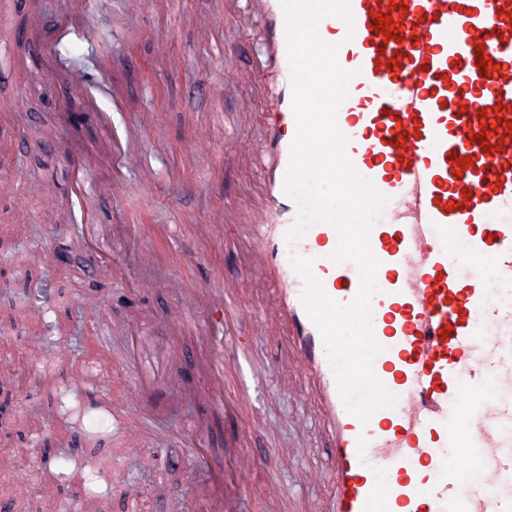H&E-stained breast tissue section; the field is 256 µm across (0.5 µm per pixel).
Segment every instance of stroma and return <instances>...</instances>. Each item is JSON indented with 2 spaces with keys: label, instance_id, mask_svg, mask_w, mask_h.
Listing matches in <instances>:
<instances>
[{
  "label": "stroma",
  "instance_id": "obj_1",
  "mask_svg": "<svg viewBox=\"0 0 512 512\" xmlns=\"http://www.w3.org/2000/svg\"><path fill=\"white\" fill-rule=\"evenodd\" d=\"M39 13L41 29H21L7 65L0 66V135L13 142L0 153V238L20 248H56L68 240L63 217L70 202L97 212L103 224L95 237L107 240L108 261L88 252L66 253L54 270L31 267L32 283L45 284L59 301L54 310L33 314L13 348L24 354V378L11 396L0 394V412L21 430L0 437V454L18 464L0 478V502L25 498L30 512L44 501L82 499L85 488L65 480L46 483L29 461L33 438L50 450L111 463L106 512H195L224 470V422L198 427L200 403H185L157 421L143 410L131 360L141 354L161 369L167 405L172 389L203 390L193 369L195 325L201 318L188 304L196 289L236 278L237 290L224 313V328L244 336L246 363L226 365L225 390L247 417L242 429L254 456L245 467L249 512H307L333 492L331 435L313 408V389L304 373L284 378L275 365L276 339L261 324L269 283L258 280L234 254L200 252V235L211 221L215 195L225 205H256L257 169L241 162L259 140L258 128L238 116L246 88L237 84L263 51L262 21L247 0H97L95 36L69 46L70 68L98 81L89 97L116 117L120 137L133 158L120 185L108 164L85 166L88 190L74 198L68 161L100 152L105 144L94 117L78 99L49 86L39 42L53 39L63 18L58 0H21ZM236 46L232 57L216 44ZM145 226V237L113 241L112 208ZM97 312L86 332L94 344L68 364L66 339L53 349L43 341L45 323L64 321L70 305ZM57 388L37 390L35 374L52 358ZM262 369L252 376L247 363ZM76 407L67 430L48 423L39 436L24 431L28 413L52 406ZM167 429L203 441L211 467L192 470L174 445L157 447L151 437Z\"/></svg>",
  "mask_w": 512,
  "mask_h": 512
}]
</instances>
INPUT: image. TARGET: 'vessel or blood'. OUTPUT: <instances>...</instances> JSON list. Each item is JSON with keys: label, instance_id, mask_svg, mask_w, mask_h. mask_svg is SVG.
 <instances>
[{"label": "vessel or blood", "instance_id": "obj_1", "mask_svg": "<svg viewBox=\"0 0 512 512\" xmlns=\"http://www.w3.org/2000/svg\"><path fill=\"white\" fill-rule=\"evenodd\" d=\"M95 3L69 0L68 30L89 35ZM251 4L265 19L266 54L249 80L257 93L276 90L261 114L263 212L252 225L251 267L274 280L266 321L290 325L283 354L317 381L334 431L331 512H512V0H349L351 22L328 17L318 26L353 74L336 112L345 155L388 199L369 237L379 261L372 332L383 347L373 370L397 403L365 423L340 398L290 257L311 259L325 292L343 305L359 291V271L332 260L338 234L328 224L287 239L297 207L283 190L296 134L286 19L280 0ZM379 12L389 13L399 40L384 41L373 25ZM481 51L500 65L491 76L479 73ZM498 104L506 113L495 112ZM488 124L495 135L487 147L471 142ZM465 156L468 168L452 175ZM224 303L220 288L198 299L217 320ZM238 357L215 336L199 360L205 406L228 422L239 416L224 400V362ZM491 384L497 395L489 399ZM466 452L481 474L469 487L460 479ZM247 459L225 440L230 491L204 512H242Z\"/></svg>", "mask_w": 512, "mask_h": 512}]
</instances>
